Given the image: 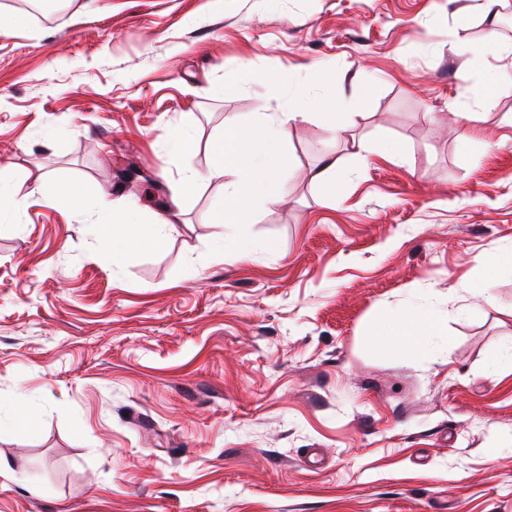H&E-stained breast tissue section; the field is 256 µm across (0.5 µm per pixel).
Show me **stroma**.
<instances>
[{
	"label": "stroma",
	"instance_id": "1",
	"mask_svg": "<svg viewBox=\"0 0 512 512\" xmlns=\"http://www.w3.org/2000/svg\"><path fill=\"white\" fill-rule=\"evenodd\" d=\"M476 4L22 10L0 36V187L25 201L0 211V512H512V273L495 307L471 294L512 256V34L507 0ZM475 50L510 75L489 105ZM312 64L345 115L284 126L285 199L245 225L263 251L209 254L212 142L283 111L264 71ZM330 161L332 196L312 179ZM41 176L83 206L31 195ZM102 196L173 209L163 247L113 265ZM407 309L447 328L415 362L370 343Z\"/></svg>",
	"mask_w": 512,
	"mask_h": 512
}]
</instances>
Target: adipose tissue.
<instances>
[{
	"label": "adipose tissue",
	"mask_w": 512,
	"mask_h": 512,
	"mask_svg": "<svg viewBox=\"0 0 512 512\" xmlns=\"http://www.w3.org/2000/svg\"><path fill=\"white\" fill-rule=\"evenodd\" d=\"M103 214L97 229L100 236L112 247L113 263H121L138 250L160 246L173 223L170 216H158L149 224L131 222L126 207L101 200ZM445 326L434 315L424 311L406 310L381 324L371 336L378 347L399 346L408 360H416L426 354V343L430 337L442 335Z\"/></svg>",
	"instance_id": "adipose-tissue-1"
}]
</instances>
